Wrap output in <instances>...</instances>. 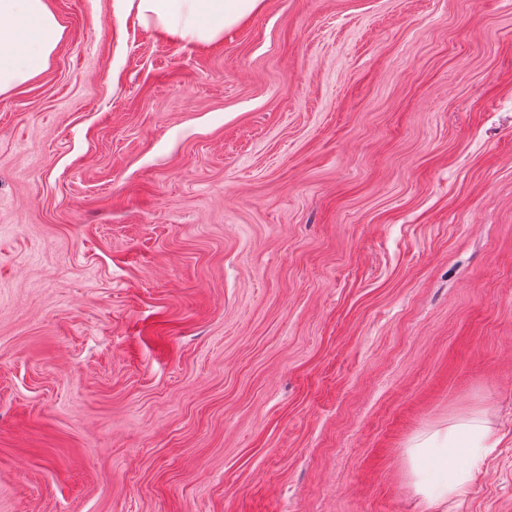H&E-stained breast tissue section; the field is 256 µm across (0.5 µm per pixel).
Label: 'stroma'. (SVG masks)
Returning a JSON list of instances; mask_svg holds the SVG:
<instances>
[{"mask_svg": "<svg viewBox=\"0 0 512 512\" xmlns=\"http://www.w3.org/2000/svg\"><path fill=\"white\" fill-rule=\"evenodd\" d=\"M0 96V512H512V0H47ZM483 413L465 494L407 448ZM151 26L179 42L210 43L259 12L264 0H120Z\"/></svg>", "mask_w": 512, "mask_h": 512, "instance_id": "1", "label": "stroma"}]
</instances>
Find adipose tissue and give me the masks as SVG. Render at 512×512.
I'll return each mask as SVG.
<instances>
[{
    "label": "adipose tissue",
    "instance_id": "adipose-tissue-1",
    "mask_svg": "<svg viewBox=\"0 0 512 512\" xmlns=\"http://www.w3.org/2000/svg\"><path fill=\"white\" fill-rule=\"evenodd\" d=\"M126 12L179 42L210 43L264 0H123ZM63 28L45 0H0V95L46 69ZM498 445L489 420L465 416L414 438L407 455L417 495L442 503L474 480Z\"/></svg>",
    "mask_w": 512,
    "mask_h": 512
}]
</instances>
